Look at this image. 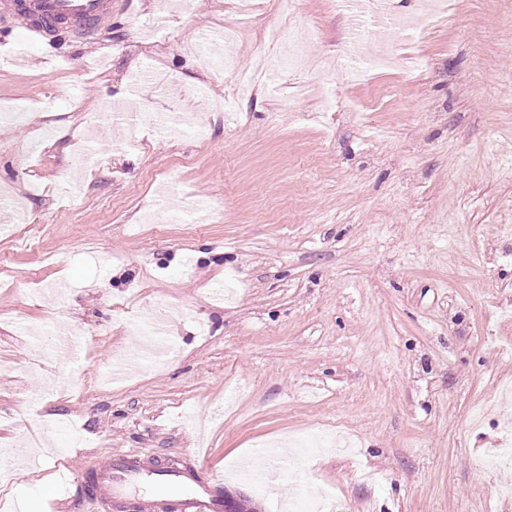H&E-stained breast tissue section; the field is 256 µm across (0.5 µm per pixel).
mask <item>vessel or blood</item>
<instances>
[{
	"label": "vessel or blood",
	"instance_id": "vessel-or-blood-1",
	"mask_svg": "<svg viewBox=\"0 0 512 512\" xmlns=\"http://www.w3.org/2000/svg\"><path fill=\"white\" fill-rule=\"evenodd\" d=\"M111 17L112 0H0V24L9 23L13 38L49 57L57 56L66 32L86 43H103V23ZM145 474L152 480L150 492L131 495L130 486ZM79 482L91 490L101 512H234L236 507L224 496L223 478L201 477L194 468L150 467L135 450L99 457Z\"/></svg>",
	"mask_w": 512,
	"mask_h": 512
}]
</instances>
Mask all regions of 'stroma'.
<instances>
[{
    "mask_svg": "<svg viewBox=\"0 0 512 512\" xmlns=\"http://www.w3.org/2000/svg\"><path fill=\"white\" fill-rule=\"evenodd\" d=\"M172 2L112 0L108 64L91 75L74 39L51 61L0 40L12 56L0 101L52 103L57 126L30 167L47 112L0 122V192L23 198L35 220L0 237V312L14 317L0 323V449L33 429L45 439L0 499L53 485L70 512H98L77 470L140 448L164 462L201 459L228 475L230 493L280 512L292 483L260 491L233 471L308 447L309 479L338 512H512V463L498 458L512 431V0H448V20L418 39L390 20L421 0H380L384 24L361 42L365 55L384 48L395 61L366 83L350 77L352 28L336 0H255L251 16L237 0H193L162 36L131 25L168 15ZM268 23L320 60L335 111L316 92L281 110L305 70L274 63L241 93L232 74L214 78L186 50L228 24L246 69L267 52ZM143 67L176 79L131 86ZM211 83L235 116L193 100ZM133 90L151 112L180 105L206 122L208 145L145 124L142 148L124 151L125 119H107L89 135L101 165L66 198L83 114ZM193 198L212 206L201 221L150 223L151 210ZM217 287L224 301L213 300ZM159 297L186 312L168 327L175 355L98 384L140 341L125 313L150 315ZM58 322L107 329L83 343L90 386L79 397L54 356L58 337L21 330Z\"/></svg>",
    "mask_w": 512,
    "mask_h": 512,
    "instance_id": "stroma-1",
    "label": "stroma"
}]
</instances>
